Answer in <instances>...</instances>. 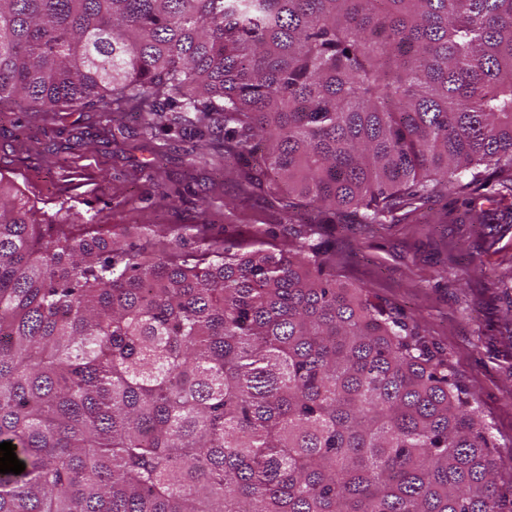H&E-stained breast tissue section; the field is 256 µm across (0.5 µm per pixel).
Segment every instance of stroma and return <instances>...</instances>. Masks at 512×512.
<instances>
[{"mask_svg": "<svg viewBox=\"0 0 512 512\" xmlns=\"http://www.w3.org/2000/svg\"><path fill=\"white\" fill-rule=\"evenodd\" d=\"M111 134L109 116L0 110V173L27 194L94 218L125 242L158 250L169 230L203 224L208 237L239 242L274 224L279 240L299 227L281 221L277 202L243 197L238 167L172 119L144 133L134 114ZM472 211L435 198L395 224H327L336 273L417 321L447 353L491 426L497 482L512 485V223L496 213L512 205L494 182L478 188Z\"/></svg>", "mask_w": 512, "mask_h": 512, "instance_id": "1", "label": "stroma"}]
</instances>
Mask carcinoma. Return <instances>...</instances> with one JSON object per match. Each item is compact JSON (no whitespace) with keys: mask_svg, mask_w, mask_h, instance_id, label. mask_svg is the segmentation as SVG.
<instances>
[{"mask_svg":"<svg viewBox=\"0 0 512 512\" xmlns=\"http://www.w3.org/2000/svg\"><path fill=\"white\" fill-rule=\"evenodd\" d=\"M224 126L246 196L512 193V0H0V106ZM0 173V512H512L448 356L287 249L43 221Z\"/></svg>","mask_w":512,"mask_h":512,"instance_id":"1","label":"carcinoma"}]
</instances>
